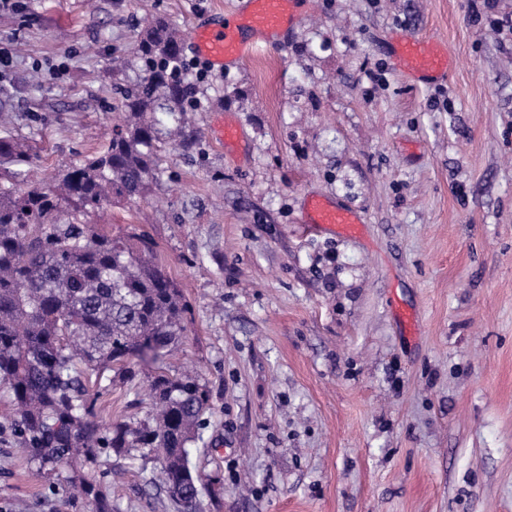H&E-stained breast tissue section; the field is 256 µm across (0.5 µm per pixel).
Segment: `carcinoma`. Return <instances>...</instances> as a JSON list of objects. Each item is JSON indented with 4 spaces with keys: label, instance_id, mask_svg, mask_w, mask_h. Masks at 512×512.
<instances>
[{
    "label": "carcinoma",
    "instance_id": "1",
    "mask_svg": "<svg viewBox=\"0 0 512 512\" xmlns=\"http://www.w3.org/2000/svg\"><path fill=\"white\" fill-rule=\"evenodd\" d=\"M137 77L118 87L128 114L101 151L67 166L60 181L18 192L6 164L28 163L22 145L0 139V383L11 426L40 479L66 476L88 512H112L110 482L97 475L115 455L150 469L181 512H199L201 478L191 445L211 412L208 385L170 375L189 305L151 240L112 234L81 216L134 200L155 179L159 140L150 112H182L193 87L179 75L181 41L157 22L136 48ZM151 370L142 418L105 422L89 384L107 371Z\"/></svg>",
    "mask_w": 512,
    "mask_h": 512
}]
</instances>
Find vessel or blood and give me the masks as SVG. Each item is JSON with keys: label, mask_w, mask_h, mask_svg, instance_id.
Returning <instances> with one entry per match:
<instances>
[{"label": "vessel or blood", "mask_w": 512, "mask_h": 512, "mask_svg": "<svg viewBox=\"0 0 512 512\" xmlns=\"http://www.w3.org/2000/svg\"><path fill=\"white\" fill-rule=\"evenodd\" d=\"M297 4L298 0H249L250 9L242 18L198 29L194 47L212 70L223 71L226 65L242 61L260 47H274L279 31L292 24ZM394 53L410 78L431 83L448 75L447 55L438 52L433 41L411 31L398 35ZM306 222L312 229L345 235L361 226L354 211L319 197L309 200Z\"/></svg>", "instance_id": "vessel-or-blood-1"}]
</instances>
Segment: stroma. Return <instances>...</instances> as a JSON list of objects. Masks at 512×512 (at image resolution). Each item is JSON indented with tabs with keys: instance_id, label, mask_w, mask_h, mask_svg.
<instances>
[{
	"instance_id": "stroma-1",
	"label": "stroma",
	"mask_w": 512,
	"mask_h": 512,
	"mask_svg": "<svg viewBox=\"0 0 512 512\" xmlns=\"http://www.w3.org/2000/svg\"><path fill=\"white\" fill-rule=\"evenodd\" d=\"M246 0H16L0 10V138L37 152L14 187L100 151L116 85L156 21L180 36ZM441 42L446 80L404 76L392 44ZM158 112L148 192L88 223L154 243L187 301L170 373L212 410L192 447L203 512H512V0H303L281 44L196 80ZM237 146H222L220 124ZM320 196L354 237L303 224ZM411 310L408 333L395 306ZM144 373L103 418L143 416ZM0 386V512H85L34 481ZM112 512H178L110 458Z\"/></svg>"
}]
</instances>
